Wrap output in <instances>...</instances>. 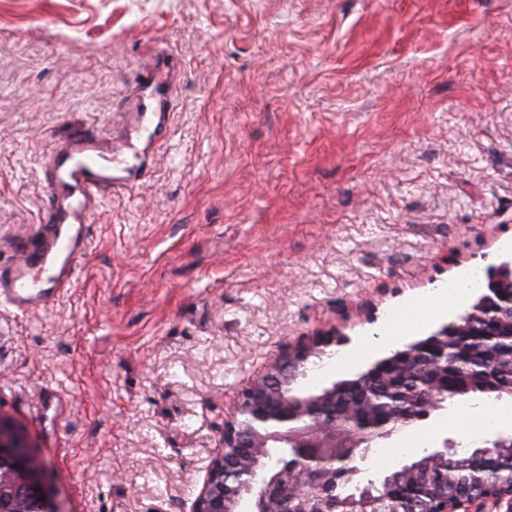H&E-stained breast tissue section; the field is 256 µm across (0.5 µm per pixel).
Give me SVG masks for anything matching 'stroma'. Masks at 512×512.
I'll use <instances>...</instances> for the list:
<instances>
[{
	"instance_id": "stroma-1",
	"label": "stroma",
	"mask_w": 512,
	"mask_h": 512,
	"mask_svg": "<svg viewBox=\"0 0 512 512\" xmlns=\"http://www.w3.org/2000/svg\"><path fill=\"white\" fill-rule=\"evenodd\" d=\"M166 55L167 131L130 134ZM81 132L153 156L72 288L0 298V417L59 512H187L282 348L342 334L319 383L354 378L397 311L512 245V0H0V264Z\"/></svg>"
}]
</instances>
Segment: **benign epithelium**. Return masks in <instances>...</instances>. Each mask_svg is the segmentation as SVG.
Here are the masks:
<instances>
[{
    "mask_svg": "<svg viewBox=\"0 0 512 512\" xmlns=\"http://www.w3.org/2000/svg\"><path fill=\"white\" fill-rule=\"evenodd\" d=\"M512 250H504L494 264L492 288L475 303L474 333L497 340L512 341ZM451 320L431 333L425 346L407 343L398 349L400 360L408 363L433 352L432 364L453 370L448 360V330ZM336 344V333L314 336L307 343L282 349L265 372L252 378L239 392L230 412L224 416V431L218 448L207 465L203 485L191 502L190 512H237L243 499L251 501L252 512H328L336 502L342 481L357 469L338 471L315 456L302 461L303 449L326 448L330 458L340 453L348 458L363 455L372 442L393 434L387 418L343 419L329 413L323 403L336 397V383L310 395L296 387L295 367L301 359ZM453 394L420 392L412 404L398 408V420L419 421L445 408L450 400L465 398ZM268 448L279 449L276 462L257 468L255 458ZM507 503L512 512V488L495 489L483 497L460 496L442 502L436 512H486L487 506ZM0 512H57L43 481V470L33 467V455L23 437L0 418Z\"/></svg>",
    "mask_w": 512,
    "mask_h": 512,
    "instance_id": "benign-epithelium-1",
    "label": "benign epithelium"
}]
</instances>
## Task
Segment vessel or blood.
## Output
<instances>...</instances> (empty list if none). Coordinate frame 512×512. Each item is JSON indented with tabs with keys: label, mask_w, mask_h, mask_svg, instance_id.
<instances>
[{
	"label": "vessel or blood",
	"mask_w": 512,
	"mask_h": 512,
	"mask_svg": "<svg viewBox=\"0 0 512 512\" xmlns=\"http://www.w3.org/2000/svg\"><path fill=\"white\" fill-rule=\"evenodd\" d=\"M161 86L154 68H146L131 104L137 121L163 120ZM143 159V152L128 151L126 145L103 150L87 140L53 160L56 180L66 183L78 202L65 206L49 200L42 218L40 247L22 261L0 265V296L7 297L16 309L32 313L44 306L50 291L69 286L74 264L84 251L92 203L113 188L132 185Z\"/></svg>",
	"instance_id": "vessel-or-blood-1"
}]
</instances>
